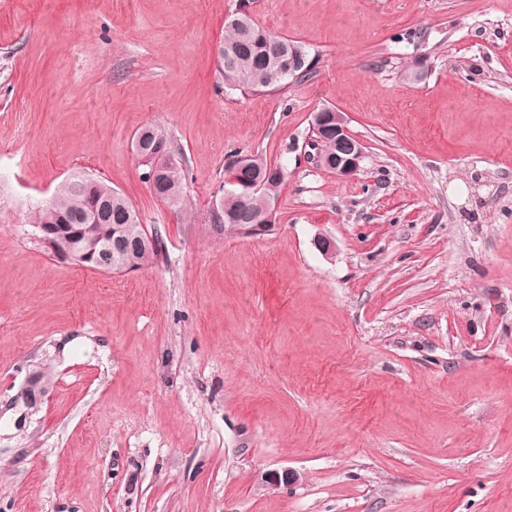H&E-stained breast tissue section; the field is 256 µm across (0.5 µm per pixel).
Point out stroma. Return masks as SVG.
Wrapping results in <instances>:
<instances>
[{
	"label": "stroma",
	"instance_id": "35a3bbf8",
	"mask_svg": "<svg viewBox=\"0 0 512 512\" xmlns=\"http://www.w3.org/2000/svg\"><path fill=\"white\" fill-rule=\"evenodd\" d=\"M236 5L0 0V512H512V0H250L315 65L246 95L218 80ZM324 107L365 146L352 177L304 156ZM144 125L186 209L143 182ZM256 153L287 174L275 231L214 232ZM76 171L157 262L35 242ZM172 141L159 129L151 126L141 128L134 142L135 152L139 158L146 156H166L169 162L163 171L161 161H156L147 172V183L154 189L153 194L160 201L177 206L184 200L186 173L181 162L176 158ZM163 176L157 184L159 176ZM157 184V185H156Z\"/></svg>",
	"mask_w": 512,
	"mask_h": 512
}]
</instances>
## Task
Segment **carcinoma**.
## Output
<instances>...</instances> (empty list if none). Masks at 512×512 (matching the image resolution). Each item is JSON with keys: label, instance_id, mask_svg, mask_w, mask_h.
<instances>
[{"label": "carcinoma", "instance_id": "cac0c4a2", "mask_svg": "<svg viewBox=\"0 0 512 512\" xmlns=\"http://www.w3.org/2000/svg\"><path fill=\"white\" fill-rule=\"evenodd\" d=\"M218 62L224 88L241 92L281 90L288 81L306 77L314 65L301 43L258 26L247 11V0H240L239 8L227 22ZM134 147L140 158H169L154 195L169 205L182 203L187 178L172 141L161 130L146 126L137 132ZM251 162L260 189L237 191L234 177L238 172L229 169L224 182L227 190L212 202L207 223L238 233L240 225L255 223V218L279 198L286 180L282 168L258 154L252 156ZM30 224L37 230L47 225L75 229L79 254L75 265L98 272L137 271L154 262L164 251L161 236L140 222L132 203L112 186L84 171L62 181L51 199L31 214ZM117 234L129 239L128 249L121 255L99 258L98 246Z\"/></svg>", "mask_w": 512, "mask_h": 512}]
</instances>
